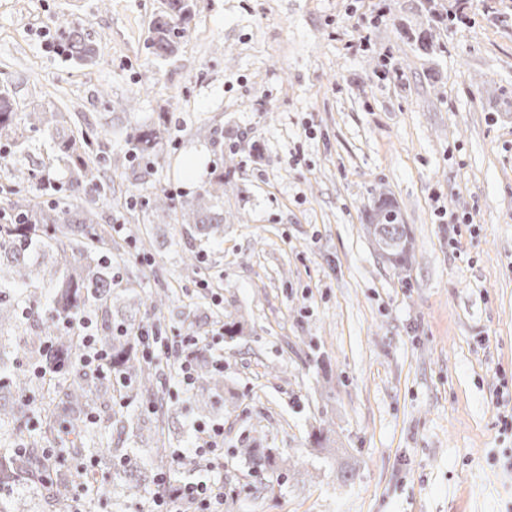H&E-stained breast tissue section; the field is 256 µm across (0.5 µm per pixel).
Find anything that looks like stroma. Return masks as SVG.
Masks as SVG:
<instances>
[{"mask_svg": "<svg viewBox=\"0 0 512 512\" xmlns=\"http://www.w3.org/2000/svg\"><path fill=\"white\" fill-rule=\"evenodd\" d=\"M194 4L164 59L150 36L166 0H0V89L18 112L101 133L117 309L139 316L167 295L163 336L224 358L213 391L185 390L157 360L177 399L172 448L223 426V512H512V0H474L464 25L419 0ZM60 16L85 29L94 62L51 51ZM146 127L158 155L130 162L114 134ZM28 143L5 160L36 178H1L0 209L68 194L65 166L41 185L48 134ZM218 171L224 222L201 242L181 204ZM382 195L413 231L402 270L363 229ZM157 196L173 207L163 224ZM228 318L246 334L225 336ZM319 424L335 455L311 453ZM253 447L278 449L287 471L249 476L239 451ZM261 482L274 492L257 506Z\"/></svg>", "mask_w": 512, "mask_h": 512, "instance_id": "stroma-1", "label": "stroma"}]
</instances>
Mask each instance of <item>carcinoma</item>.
Listing matches in <instances>:
<instances>
[{
	"label": "carcinoma",
	"mask_w": 512,
	"mask_h": 512,
	"mask_svg": "<svg viewBox=\"0 0 512 512\" xmlns=\"http://www.w3.org/2000/svg\"><path fill=\"white\" fill-rule=\"evenodd\" d=\"M193 0H168L167 9L153 25L152 47L156 56L174 55L188 31L193 16ZM71 57L78 62L96 58L97 49L88 42L82 28L68 19L57 20ZM24 126L50 131L57 127V113L27 114ZM18 113L8 91L0 90V134L18 126ZM160 135L146 128L126 137L129 157L150 161L155 156ZM98 132L89 123L69 130L58 142V150L48 157L49 164L76 156L69 191L82 194L85 204L71 206L34 198L24 199L13 212H0V267L9 274L0 276V295L13 294L11 306L26 320L39 318L48 306L57 319L76 320L87 311L100 319L98 336L109 350V372L100 377L67 361L77 346L75 330L63 327L50 337L19 336L12 348L24 347L29 360L53 367L65 360L64 367L37 385L32 375L6 357L0 342V512H68L73 502L72 463L84 454L108 452L123 464L115 475L130 479L132 487L153 485V494L162 492L159 479L173 486L184 474L172 469L166 448H153L152 459L138 460L137 448L97 446L89 428L86 408L93 396L114 398L122 391L135 392L151 403L157 395L158 369L139 349L138 333L143 320L132 316L112 322V286L119 281L112 273V250L101 247L108 231L98 224L95 204L112 195V187L101 178L103 158L95 145ZM224 197V176L182 205L183 216L191 219L194 232L208 236L224 223V210L217 205ZM378 255L395 268H405L414 250V238L403 223L399 208L386 198H378L368 224L364 225ZM33 239L31 246L51 254L54 265L43 271L42 286L28 283V248L21 241ZM240 453L257 474L279 469L282 460L271 448H242ZM85 485L83 508L96 512L102 491L91 472L81 476Z\"/></svg>",
	"instance_id": "cac0c4a2"
}]
</instances>
